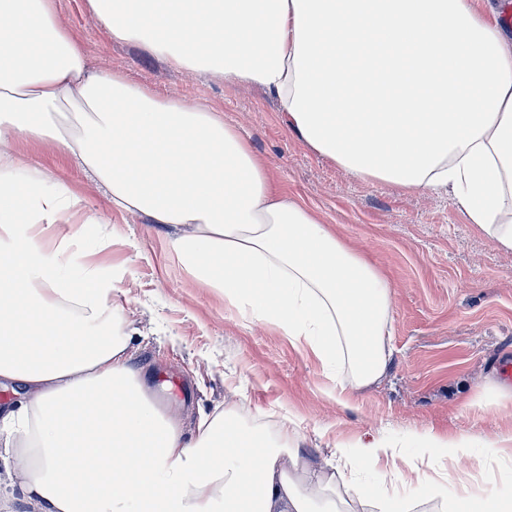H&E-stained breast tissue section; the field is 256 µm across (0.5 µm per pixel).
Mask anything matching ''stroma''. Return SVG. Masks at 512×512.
Wrapping results in <instances>:
<instances>
[{"instance_id": "1", "label": "stroma", "mask_w": 512, "mask_h": 512, "mask_svg": "<svg viewBox=\"0 0 512 512\" xmlns=\"http://www.w3.org/2000/svg\"><path fill=\"white\" fill-rule=\"evenodd\" d=\"M58 18L90 67L127 74L160 95L200 102L222 112L248 140L280 190L314 209L323 223L364 251L393 291L392 362L352 406L327 398L317 359L275 327L238 320L217 289L192 282L169 252L166 226L111 212L104 191L67 159L19 141V153L65 184L92 209L110 213L117 237L85 249L128 275L120 301L132 336L130 353L166 409L185 428L198 410H232L246 428L307 458H330L339 443L385 438L406 455L416 435L458 437L471 455L448 465V495L479 494L512 501V455L493 442L512 436V386L497 373L512 358V251L498 247L465 209L441 190L409 192L355 178L320 156L295 132L261 88L172 66L142 45L109 38L88 0H55ZM343 495L362 488L363 512L382 494L408 496L411 512H445L443 500L417 493L388 464L346 470Z\"/></svg>"}]
</instances>
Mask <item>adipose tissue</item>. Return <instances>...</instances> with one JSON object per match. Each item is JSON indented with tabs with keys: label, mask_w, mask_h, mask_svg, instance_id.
Wrapping results in <instances>:
<instances>
[{
	"label": "adipose tissue",
	"mask_w": 512,
	"mask_h": 512,
	"mask_svg": "<svg viewBox=\"0 0 512 512\" xmlns=\"http://www.w3.org/2000/svg\"><path fill=\"white\" fill-rule=\"evenodd\" d=\"M55 0H0V407L9 481L38 512H342L329 468L398 463L395 443L340 445L326 467L300 449L199 413L160 408L132 367L117 297L124 272L86 259L108 216L16 153L50 148L103 188L112 211L172 228L188 277L245 321L319 361L349 404L386 372L392 289L317 213L277 191L223 113L93 70ZM115 41L173 66L261 87L289 125L350 174L454 194L512 250V49L472 0H89ZM349 373L340 376V363ZM421 436L410 465L470 454Z\"/></svg>",
	"instance_id": "adipose-tissue-1"
}]
</instances>
